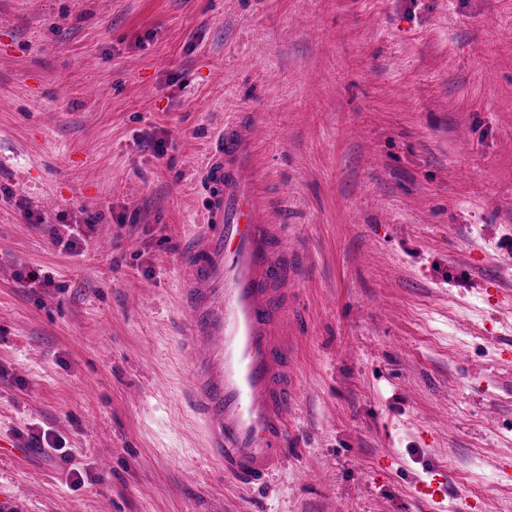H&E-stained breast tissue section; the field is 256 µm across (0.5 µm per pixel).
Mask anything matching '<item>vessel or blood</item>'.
I'll return each mask as SVG.
<instances>
[{"mask_svg": "<svg viewBox=\"0 0 512 512\" xmlns=\"http://www.w3.org/2000/svg\"><path fill=\"white\" fill-rule=\"evenodd\" d=\"M256 120L241 113L211 143L206 223L181 258L188 401L213 457L245 489L281 466L291 435L300 325L288 285L306 268L270 220Z\"/></svg>", "mask_w": 512, "mask_h": 512, "instance_id": "obj_1", "label": "vessel or blood"}]
</instances>
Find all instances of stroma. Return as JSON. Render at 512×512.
<instances>
[{
	"label": "stroma",
	"mask_w": 512,
	"mask_h": 512,
	"mask_svg": "<svg viewBox=\"0 0 512 512\" xmlns=\"http://www.w3.org/2000/svg\"><path fill=\"white\" fill-rule=\"evenodd\" d=\"M245 111L308 264L257 494L208 457L176 332L200 164ZM510 463L512 0H0V502L512 512Z\"/></svg>",
	"instance_id": "35a3bbf8"
}]
</instances>
